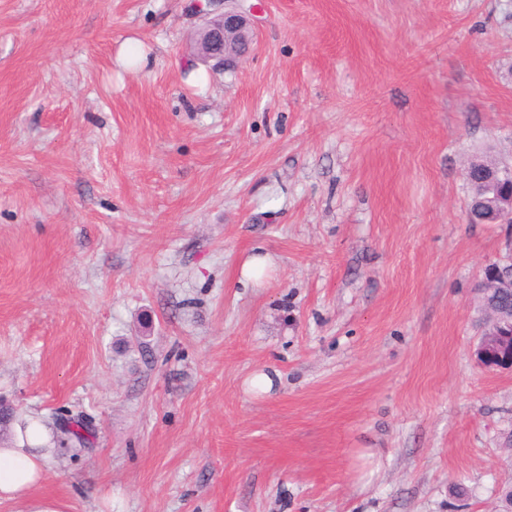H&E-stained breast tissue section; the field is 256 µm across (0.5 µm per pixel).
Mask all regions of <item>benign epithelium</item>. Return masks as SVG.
Listing matches in <instances>:
<instances>
[{"mask_svg": "<svg viewBox=\"0 0 512 512\" xmlns=\"http://www.w3.org/2000/svg\"><path fill=\"white\" fill-rule=\"evenodd\" d=\"M242 0H207L201 31L203 42L196 56L213 68L236 71L255 44L254 22L241 5ZM503 165L469 161L464 178L472 189L468 204V220L474 224L512 223V184L500 186ZM501 288H512V279L497 282L490 269L483 267L477 285L480 297ZM485 329L479 341L476 357L487 368H512V309L489 307L485 310Z\"/></svg>", "mask_w": 512, "mask_h": 512, "instance_id": "1", "label": "benign epithelium"}]
</instances>
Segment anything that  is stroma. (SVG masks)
Instances as JSON below:
<instances>
[{
	"instance_id": "35a3bbf8",
	"label": "stroma",
	"mask_w": 512,
	"mask_h": 512,
	"mask_svg": "<svg viewBox=\"0 0 512 512\" xmlns=\"http://www.w3.org/2000/svg\"><path fill=\"white\" fill-rule=\"evenodd\" d=\"M205 2L0 0V402L92 428L38 494L512 512V369L475 354L512 227L464 179L512 159V0H247L201 80ZM240 2L207 0V7H219L200 10L204 15L201 31L205 32V38L197 48L196 57L213 62V68L225 72L236 71L255 44L251 10L247 13ZM116 60L117 63L124 68L140 69L148 65L149 55L137 41L129 39L121 46ZM129 64L136 65L129 67Z\"/></svg>"
}]
</instances>
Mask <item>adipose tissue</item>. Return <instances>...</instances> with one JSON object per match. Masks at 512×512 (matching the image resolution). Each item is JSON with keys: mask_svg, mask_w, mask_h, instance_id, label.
<instances>
[{"mask_svg": "<svg viewBox=\"0 0 512 512\" xmlns=\"http://www.w3.org/2000/svg\"><path fill=\"white\" fill-rule=\"evenodd\" d=\"M50 453L42 423L0 441V505L20 502L19 512H71L67 502L36 495Z\"/></svg>", "mask_w": 512, "mask_h": 512, "instance_id": "obj_1", "label": "adipose tissue"}]
</instances>
